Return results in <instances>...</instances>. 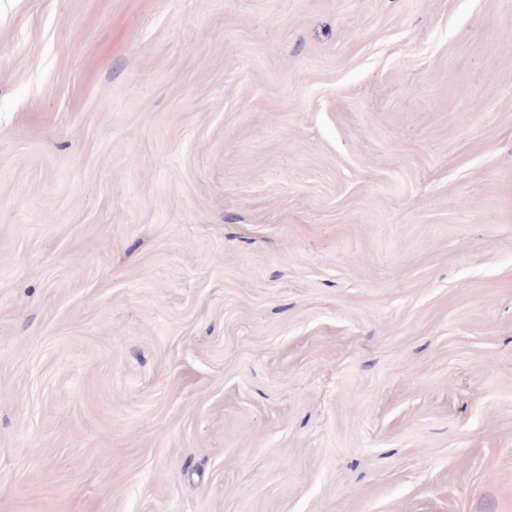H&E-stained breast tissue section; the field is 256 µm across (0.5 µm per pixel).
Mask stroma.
Here are the masks:
<instances>
[{"mask_svg":"<svg viewBox=\"0 0 512 512\" xmlns=\"http://www.w3.org/2000/svg\"><path fill=\"white\" fill-rule=\"evenodd\" d=\"M0 512H512V0H0Z\"/></svg>","mask_w":512,"mask_h":512,"instance_id":"1","label":"stroma"}]
</instances>
